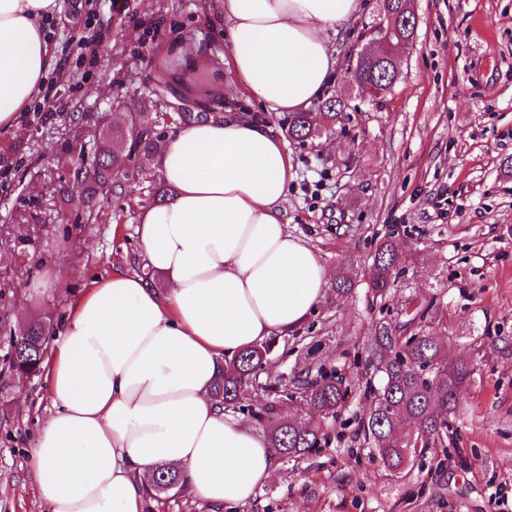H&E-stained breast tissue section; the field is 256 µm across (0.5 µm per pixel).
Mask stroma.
Segmentation results:
<instances>
[{
  "instance_id": "stroma-1",
  "label": "stroma",
  "mask_w": 512,
  "mask_h": 512,
  "mask_svg": "<svg viewBox=\"0 0 512 512\" xmlns=\"http://www.w3.org/2000/svg\"><path fill=\"white\" fill-rule=\"evenodd\" d=\"M215 0H62L49 21L58 66L44 80L48 115L23 112L0 131V226L14 212L39 216L30 243L0 237V512H46L24 479L51 401L42 377L9 366L12 332L59 324L91 277L137 270L135 227L163 182L145 168L126 200L108 203L111 221L83 224L78 199L50 196L42 174L62 150L53 130L82 112L113 125L115 106L132 112L153 87L166 44L176 37L223 49ZM417 34L401 76L369 99L347 76L380 23L381 0L330 40L337 72L327 96L342 97L333 132L288 141L295 177L289 229L307 240L334 280L304 327L278 337L273 381L323 367L348 385V405L326 441L298 462L280 461L272 480L238 512H512V0H413ZM398 242L400 275L390 298L368 292L376 248ZM432 306L431 326L448 336L449 358L474 357L447 449L432 448L391 476L365 444L374 373L369 344L380 323H411Z\"/></svg>"
}]
</instances>
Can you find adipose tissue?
I'll return each mask as SVG.
<instances>
[{
	"label": "adipose tissue",
	"instance_id": "1",
	"mask_svg": "<svg viewBox=\"0 0 512 512\" xmlns=\"http://www.w3.org/2000/svg\"><path fill=\"white\" fill-rule=\"evenodd\" d=\"M361 0H217L226 86L274 112L320 97L336 72L331 32ZM59 0H0V130L12 128L55 67L42 20ZM170 80L188 82L209 46L177 38ZM170 189L144 207L138 259L150 286L116 270L71 304L43 367L52 410L29 477L47 512H143L152 472L178 470L213 512L254 499L278 467L251 423L225 411L212 384L225 361L299 328L331 273L293 235L294 174L273 124L232 111L170 132L150 159Z\"/></svg>",
	"mask_w": 512,
	"mask_h": 512
}]
</instances>
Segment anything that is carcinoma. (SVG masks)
Instances as JSON below:
<instances>
[{
	"label": "carcinoma",
	"instance_id": "carcinoma-1",
	"mask_svg": "<svg viewBox=\"0 0 512 512\" xmlns=\"http://www.w3.org/2000/svg\"><path fill=\"white\" fill-rule=\"evenodd\" d=\"M400 0H384L385 12H398ZM386 37L393 45L411 36L406 14L385 20ZM358 87L376 85L381 93L394 86V64L389 58L358 61L354 71ZM167 81L160 79L149 91V104L131 114L130 124L114 127L93 137V149L78 152L71 160L69 177L59 178L54 192L67 200L72 185L83 190L82 211L86 222L106 220L100 207L105 196L122 198L130 183L142 178L139 160L158 153L163 145L157 126L191 119L190 112H174L163 100ZM345 104L332 97L315 112H295L288 126L292 137L305 141L333 130L343 121ZM400 254L390 240L381 243L373 257L369 290L376 299H385L398 278ZM51 322L38 321L11 337V368L20 374L41 371ZM273 345L250 347L227 362L214 382V395L226 410H241L247 396L255 390L274 394V400L260 407L257 419L269 427V441L277 455L297 461L311 454L325 440L327 420L336 418L344 408L348 388L338 378L325 377L322 370L294 376L293 387L280 390L268 379H261L264 361ZM377 385L371 387L372 405L361 422L366 441L384 466L397 472L428 448H444L448 439V418L456 415L462 388L476 371L474 360H448L446 340L432 335L422 326L404 336L385 324L375 337ZM294 399L310 409L309 419L296 421L279 415L278 407ZM181 489L179 473L169 467H157L151 493Z\"/></svg>",
	"mask_w": 512,
	"mask_h": 512
}]
</instances>
